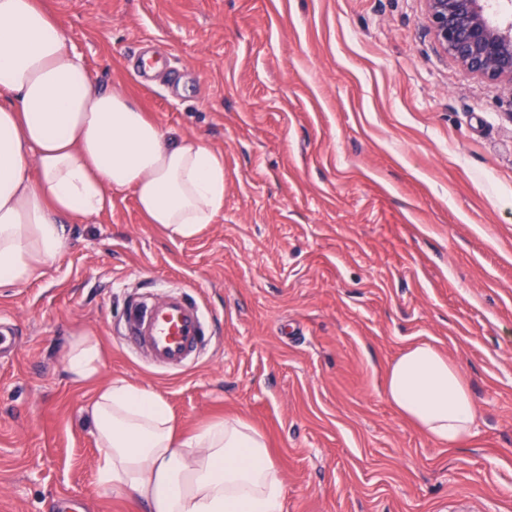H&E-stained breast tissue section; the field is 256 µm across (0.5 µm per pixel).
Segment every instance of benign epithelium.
<instances>
[{"label": "benign epithelium", "instance_id": "benign-epithelium-1", "mask_svg": "<svg viewBox=\"0 0 512 512\" xmlns=\"http://www.w3.org/2000/svg\"><path fill=\"white\" fill-rule=\"evenodd\" d=\"M428 31L457 64L483 81L512 90V17L491 0H425Z\"/></svg>", "mask_w": 512, "mask_h": 512}]
</instances>
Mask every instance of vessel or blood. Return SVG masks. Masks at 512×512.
Wrapping results in <instances>:
<instances>
[{
    "label": "vessel or blood",
    "mask_w": 512,
    "mask_h": 512,
    "mask_svg": "<svg viewBox=\"0 0 512 512\" xmlns=\"http://www.w3.org/2000/svg\"><path fill=\"white\" fill-rule=\"evenodd\" d=\"M124 334L154 365L181 370L193 363L213 336V320L180 291L145 293L125 310Z\"/></svg>",
    "instance_id": "obj_1"
}]
</instances>
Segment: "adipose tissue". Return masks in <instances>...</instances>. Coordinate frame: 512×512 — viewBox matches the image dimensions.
I'll return each mask as SVG.
<instances>
[{
	"instance_id": "adipose-tissue-1",
	"label": "adipose tissue",
	"mask_w": 512,
	"mask_h": 512,
	"mask_svg": "<svg viewBox=\"0 0 512 512\" xmlns=\"http://www.w3.org/2000/svg\"><path fill=\"white\" fill-rule=\"evenodd\" d=\"M124 189L149 223L189 239L224 209V158L101 87L42 0H0V284L41 276L63 249L66 220L98 216ZM64 360L74 382L96 379L98 340L74 338ZM385 396L439 445L474 433L462 371L431 343L390 363ZM82 414L101 450L97 483L133 492L148 512H283L280 469L243 417L179 438L164 397L122 379Z\"/></svg>"
}]
</instances>
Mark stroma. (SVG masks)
<instances>
[{
	"label": "stroma",
	"instance_id": "stroma-1",
	"mask_svg": "<svg viewBox=\"0 0 512 512\" xmlns=\"http://www.w3.org/2000/svg\"><path fill=\"white\" fill-rule=\"evenodd\" d=\"M92 78L224 157V210L189 240L133 190L67 226L62 253L0 284V512H147L95 480L81 421L124 379L179 432L245 416L282 473L284 512H512V91L426 28L425 0H43ZM192 292L216 336L175 372L122 335L151 285ZM102 347L96 382L69 342ZM428 341L461 365L475 437L440 446L385 396ZM64 360L66 371L74 382L83 383L96 379L101 364L98 340L88 334L74 338L66 349Z\"/></svg>",
	"mask_w": 512,
	"mask_h": 512
}]
</instances>
